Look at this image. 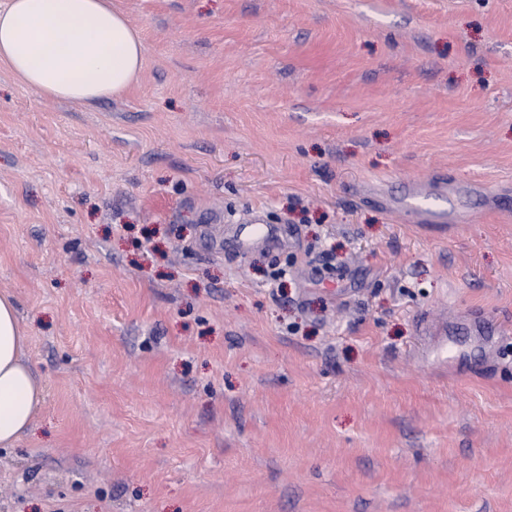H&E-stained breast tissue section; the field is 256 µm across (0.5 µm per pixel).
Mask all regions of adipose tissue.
Returning a JSON list of instances; mask_svg holds the SVG:
<instances>
[{
	"mask_svg": "<svg viewBox=\"0 0 512 512\" xmlns=\"http://www.w3.org/2000/svg\"><path fill=\"white\" fill-rule=\"evenodd\" d=\"M139 31L110 0H6L0 66L41 97L90 105L122 96L144 66ZM14 300L0 295V447L33 423L43 398Z\"/></svg>",
	"mask_w": 512,
	"mask_h": 512,
	"instance_id": "obj_1",
	"label": "adipose tissue"
}]
</instances>
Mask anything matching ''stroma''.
I'll return each instance as SVG.
<instances>
[{
    "instance_id": "1",
    "label": "stroma",
    "mask_w": 512,
    "mask_h": 512,
    "mask_svg": "<svg viewBox=\"0 0 512 512\" xmlns=\"http://www.w3.org/2000/svg\"><path fill=\"white\" fill-rule=\"evenodd\" d=\"M112 5L121 98L0 67V512H512V0ZM276 230L268 225L256 224L255 221L249 224H241L236 229V240L238 251L246 254L257 239L270 240L275 237ZM27 346L14 300L0 295L1 448L14 447L27 433L43 398L40 378L25 359Z\"/></svg>"
}]
</instances>
